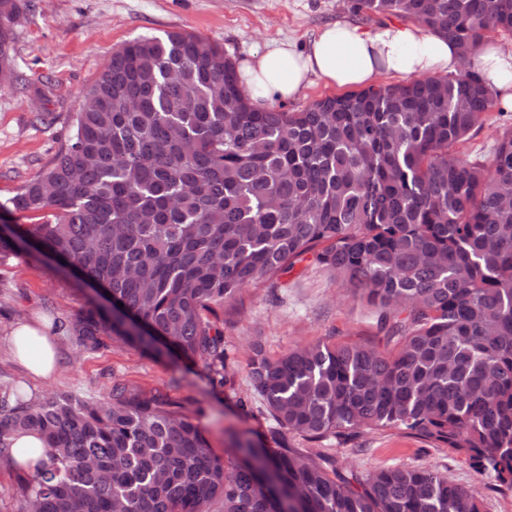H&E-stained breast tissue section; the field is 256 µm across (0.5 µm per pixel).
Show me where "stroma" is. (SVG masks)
Masks as SVG:
<instances>
[{"label":"stroma","instance_id":"stroma-1","mask_svg":"<svg viewBox=\"0 0 512 512\" xmlns=\"http://www.w3.org/2000/svg\"><path fill=\"white\" fill-rule=\"evenodd\" d=\"M342 0H34L14 25V65L25 92L0 91V204L53 159L64 144L79 95L112 52L139 37L188 31L218 43L240 62L267 42L307 43L323 26L347 17ZM512 130V110L492 109L483 127L461 149L490 159ZM279 288L247 286L224 307V349L229 370L213 387L202 362L151 356L120 342L89 351L70 332L93 293L69 271L30 249L0 264V389L73 394L103 399L113 382L161 391L177 400L216 452L229 431H248L270 441L274 421L247 380L250 345L268 357L315 343H367L377 329L369 307L312 259L296 263ZM50 325L57 368L36 378L20 360L13 331L18 324ZM292 447L335 459L346 471L383 467L432 468L474 493L483 512H512V491H497L455 449L435 448L399 428L367 429L350 444L335 439H288Z\"/></svg>","mask_w":512,"mask_h":512}]
</instances>
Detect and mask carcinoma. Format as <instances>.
<instances>
[{
  "label": "carcinoma",
  "mask_w": 512,
  "mask_h": 512,
  "mask_svg": "<svg viewBox=\"0 0 512 512\" xmlns=\"http://www.w3.org/2000/svg\"><path fill=\"white\" fill-rule=\"evenodd\" d=\"M0 14V87L14 67L19 0ZM453 42L464 63L489 34L512 33V0H346ZM496 93L479 72L326 96L303 110L258 108L216 43L168 32L112 52L67 143L9 200L43 215L0 235V263L43 245L111 294L77 319L102 337L202 361L224 385L220 313L239 291L277 283L312 252L366 300L374 342H255L252 394L276 424L270 448L235 431L219 455L161 392L112 384L102 400L0 390V468L11 512H482L436 470L339 471L287 436L348 443L399 427L463 453L512 490V131L490 160L459 145ZM122 306H117V303ZM39 434L34 466L15 435Z\"/></svg>",
  "instance_id": "carcinoma-1"
}]
</instances>
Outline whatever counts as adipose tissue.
Instances as JSON below:
<instances>
[{"mask_svg": "<svg viewBox=\"0 0 512 512\" xmlns=\"http://www.w3.org/2000/svg\"><path fill=\"white\" fill-rule=\"evenodd\" d=\"M479 68L512 106V56L484 46ZM460 66L454 43L415 24H391L368 30L348 19L323 27L304 48L272 42L241 61L238 73L257 107L290 100L320 78L338 87L372 84L387 73L429 76Z\"/></svg>", "mask_w": 512, "mask_h": 512, "instance_id": "ef3b65f1", "label": "adipose tissue"}]
</instances>
